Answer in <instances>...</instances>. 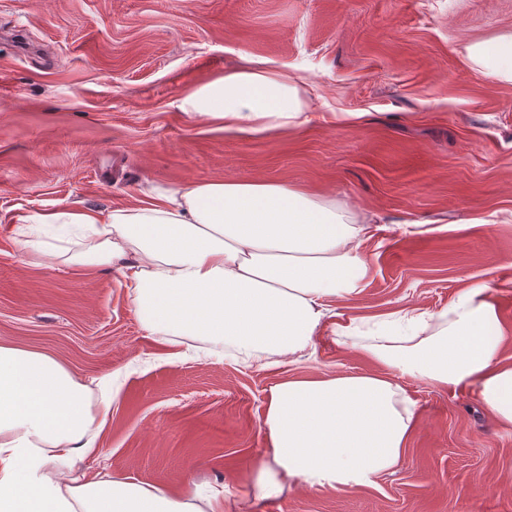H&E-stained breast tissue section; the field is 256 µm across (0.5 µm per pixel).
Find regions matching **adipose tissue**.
Wrapping results in <instances>:
<instances>
[{
  "instance_id": "obj_1",
  "label": "adipose tissue",
  "mask_w": 512,
  "mask_h": 512,
  "mask_svg": "<svg viewBox=\"0 0 512 512\" xmlns=\"http://www.w3.org/2000/svg\"><path fill=\"white\" fill-rule=\"evenodd\" d=\"M467 57L512 83V39L472 43ZM179 107L244 135L299 125L307 103L288 75L257 65L230 69ZM47 229L78 227L84 244L68 261L121 269L143 329L168 346L203 344L214 358L266 366L296 359L325 325L330 299L356 292L366 271V227L335 205L278 182L219 179L152 188L139 205L109 212L74 208L16 216ZM485 285L461 291L447 310L416 308L357 336L334 324L377 364L373 373H317L274 385L262 430L266 457L246 487L264 498L287 487L374 485L402 462L415 404L398 380L472 393L492 420L512 428V363L506 331ZM435 331L424 334L428 322ZM50 355L0 344V512H224V493L97 476L72 479L112 411Z\"/></svg>"
}]
</instances>
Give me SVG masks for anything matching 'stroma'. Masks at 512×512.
Returning <instances> with one entry per match:
<instances>
[{
	"mask_svg": "<svg viewBox=\"0 0 512 512\" xmlns=\"http://www.w3.org/2000/svg\"><path fill=\"white\" fill-rule=\"evenodd\" d=\"M510 37L512 0H0V343L91 388L111 378L112 416L81 473L233 502L266 454L274 384L376 365L328 335L268 368L188 346L167 357L117 268L29 257L3 216L280 182L370 227L359 291L330 300L332 321L439 312L484 283L512 329V83L464 52ZM258 63L297 79L302 125L241 136L179 109ZM401 384L418 424L394 472L299 484L246 512H512V430L474 395Z\"/></svg>",
	"mask_w": 512,
	"mask_h": 512,
	"instance_id": "stroma-1",
	"label": "stroma"
}]
</instances>
